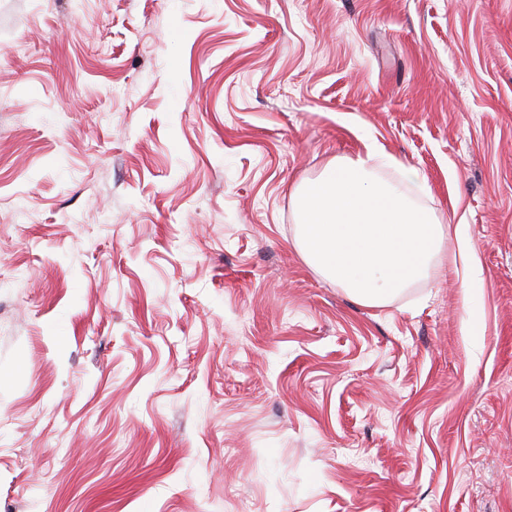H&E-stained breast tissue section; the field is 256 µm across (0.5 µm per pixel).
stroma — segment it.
Segmentation results:
<instances>
[{
	"mask_svg": "<svg viewBox=\"0 0 512 512\" xmlns=\"http://www.w3.org/2000/svg\"><path fill=\"white\" fill-rule=\"evenodd\" d=\"M371 144L380 306L294 197ZM0 512H512V0H0Z\"/></svg>",
	"mask_w": 512,
	"mask_h": 512,
	"instance_id": "obj_1",
	"label": "stroma"
}]
</instances>
